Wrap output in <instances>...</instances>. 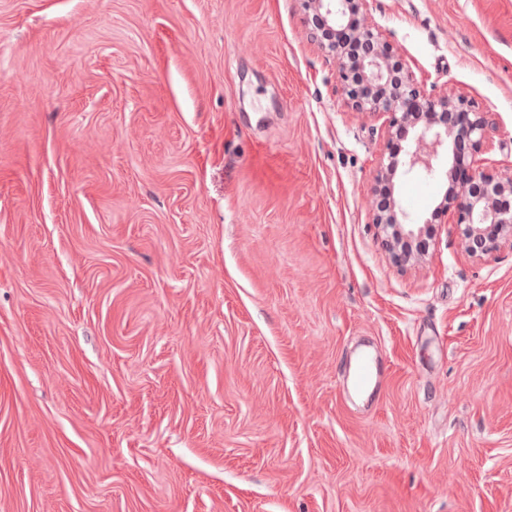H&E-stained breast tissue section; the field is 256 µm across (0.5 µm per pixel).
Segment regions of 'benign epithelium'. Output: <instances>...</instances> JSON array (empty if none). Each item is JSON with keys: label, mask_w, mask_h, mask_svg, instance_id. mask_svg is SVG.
Segmentation results:
<instances>
[{"label": "benign epithelium", "mask_w": 512, "mask_h": 512, "mask_svg": "<svg viewBox=\"0 0 512 512\" xmlns=\"http://www.w3.org/2000/svg\"><path fill=\"white\" fill-rule=\"evenodd\" d=\"M302 3L312 39L338 63L347 106L383 120L390 139L411 136L405 148L380 160L372 187L373 195L387 197L386 209L373 208L372 223L391 261L401 267L409 264V245L423 241L432 229L401 208L394 197V179L399 173L439 171L445 153L451 184L439 209L461 227L467 254L481 259L504 245L512 247V208L496 201L512 195V174H489L480 158L491 126L487 113L472 110L461 93H426L405 70L385 31L373 23L370 0ZM338 36L364 46V52L346 57Z\"/></svg>", "instance_id": "obj_1"}]
</instances>
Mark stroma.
Wrapping results in <instances>:
<instances>
[{"mask_svg": "<svg viewBox=\"0 0 512 512\" xmlns=\"http://www.w3.org/2000/svg\"><path fill=\"white\" fill-rule=\"evenodd\" d=\"M512 172V0H372ZM300 0H0V512H512V248L372 222ZM374 349L382 383L347 389Z\"/></svg>", "mask_w": 512, "mask_h": 512, "instance_id": "35a3bbf8", "label": "stroma"}]
</instances>
